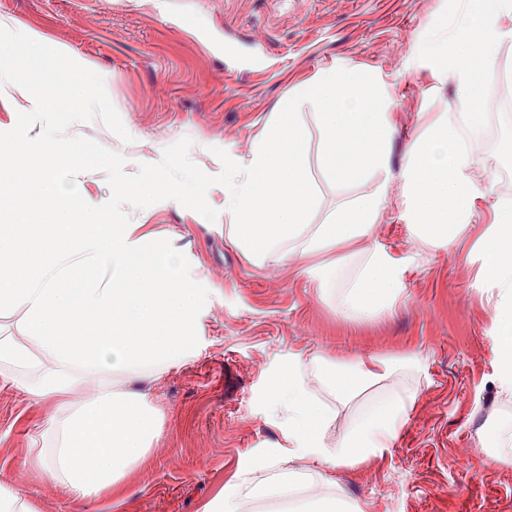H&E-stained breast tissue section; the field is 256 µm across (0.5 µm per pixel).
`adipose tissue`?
Returning <instances> with one entry per match:
<instances>
[{
  "instance_id": "adipose-tissue-1",
  "label": "adipose tissue",
  "mask_w": 512,
  "mask_h": 512,
  "mask_svg": "<svg viewBox=\"0 0 512 512\" xmlns=\"http://www.w3.org/2000/svg\"><path fill=\"white\" fill-rule=\"evenodd\" d=\"M512 18V0H458L449 25L427 49L456 101L412 142L399 191L390 186L393 103L377 78L346 64L288 94L260 137L224 155V212L218 232L252 263L293 268L332 297L344 319L368 321L400 304L407 266L376 241L383 212L398 208L417 253L454 252L477 231L479 279L492 300L489 333L496 382L512 397V200L491 198L501 162L485 133L496 102L482 72L495 66ZM320 133L318 161L338 199L315 221L305 122ZM46 150L0 142V311L13 332L0 335V380L51 405L47 452L37 464L71 499L117 495L159 436L163 415L153 386L201 351L208 291L181 252L143 224L108 214L86 224L65 198ZM491 221L473 229L480 200ZM424 374L420 355L340 362L314 353L284 359L267 387L264 410L289 456L316 469L258 462L264 477L237 479L203 512H360L325 474L381 456L396 438ZM392 385L342 429L326 435L334 412L359 389Z\"/></svg>"
}]
</instances>
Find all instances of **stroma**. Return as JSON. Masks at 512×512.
<instances>
[{
    "label": "stroma",
    "instance_id": "obj_1",
    "mask_svg": "<svg viewBox=\"0 0 512 512\" xmlns=\"http://www.w3.org/2000/svg\"><path fill=\"white\" fill-rule=\"evenodd\" d=\"M455 0H0L10 30L42 36L104 79L126 143L101 119L69 135L123 156L159 162L165 147L193 141L207 174L216 147L237 149L288 109V92L323 71L360 66L385 85L396 113L390 172L399 177L412 139L454 104L433 76L424 45ZM234 41L235 55L224 53ZM189 259L210 283L203 349L171 369L154 394L165 427L150 458L123 484L122 512H201L281 439L264 391L291 354L340 361L420 354L425 372L391 448L329 477L362 512H512V463H497L476 434L501 409L486 291L466 238L410 267L405 297L369 323L339 317L305 275L248 262L209 221L163 200L130 215ZM49 413L22 388L0 382V479L23 486L37 512H111L107 500L72 502L33 461L31 443Z\"/></svg>",
    "mask_w": 512,
    "mask_h": 512
}]
</instances>
